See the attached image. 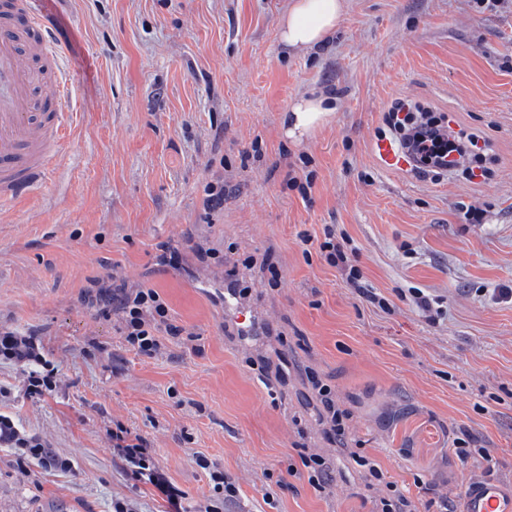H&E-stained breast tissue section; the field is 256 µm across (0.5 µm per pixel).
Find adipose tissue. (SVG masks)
<instances>
[{
	"mask_svg": "<svg viewBox=\"0 0 512 512\" xmlns=\"http://www.w3.org/2000/svg\"><path fill=\"white\" fill-rule=\"evenodd\" d=\"M346 0H291L279 24V39L294 52L315 49L326 44L336 30ZM334 105L328 96L300 97L290 108L288 136L308 133L326 124Z\"/></svg>",
	"mask_w": 512,
	"mask_h": 512,
	"instance_id": "ef3b65f1",
	"label": "adipose tissue"
}]
</instances>
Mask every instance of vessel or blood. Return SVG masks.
Masks as SVG:
<instances>
[{"label":"vessel or blood","mask_w":512,"mask_h":512,"mask_svg":"<svg viewBox=\"0 0 512 512\" xmlns=\"http://www.w3.org/2000/svg\"><path fill=\"white\" fill-rule=\"evenodd\" d=\"M39 0H0V208L14 203L52 172L68 112V79L51 70L65 49L51 40ZM375 155L389 169L412 162L389 139L376 140ZM461 512H512V488L497 482L469 486Z\"/></svg>","instance_id":"obj_1"}]
</instances>
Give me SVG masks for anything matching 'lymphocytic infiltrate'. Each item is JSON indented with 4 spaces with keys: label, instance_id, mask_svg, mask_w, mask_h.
<instances>
[{
    "label": "lymphocytic infiltrate",
    "instance_id": "f902f5d3",
    "mask_svg": "<svg viewBox=\"0 0 512 512\" xmlns=\"http://www.w3.org/2000/svg\"><path fill=\"white\" fill-rule=\"evenodd\" d=\"M381 133L394 138L400 150L413 159V172L418 177L439 180L452 175L467 182L478 179L486 183L496 174V157L484 136L463 127L453 128L446 113L433 111L422 103L394 102L383 116ZM300 241L303 248H317L329 265L345 272L348 284L362 301L387 308V300L366 282L358 265V249L347 235L327 226L322 238L305 231ZM104 309L119 316L126 345L140 355H156L163 348V337L177 338L185 333L184 327L173 323L166 301L151 287L118 289L109 294ZM2 359L27 367L30 390L46 385L49 365L37 353L31 337L0 332ZM312 388L319 402L318 423L333 447L346 449L349 413L337 406L336 393L330 385L316 380ZM0 443L51 468L71 467L68 459L50 453L37 438L3 415H0ZM112 446L134 466L135 477H144L152 469V450L144 437L119 424L112 431Z\"/></svg>",
    "mask_w": 512,
    "mask_h": 512
}]
</instances>
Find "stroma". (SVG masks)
Masks as SVG:
<instances>
[{"instance_id":"obj_1","label":"stroma","mask_w":512,"mask_h":512,"mask_svg":"<svg viewBox=\"0 0 512 512\" xmlns=\"http://www.w3.org/2000/svg\"><path fill=\"white\" fill-rule=\"evenodd\" d=\"M290 0H43L76 82V136L48 181L0 212V330L37 337L53 390L0 360V414L74 467L25 461L0 444V512H166L112 449L121 424L145 437L156 473L204 512L205 455L239 489L223 512H372L347 455L318 493L296 449L330 450L315 421L313 371L352 418L349 446L427 512L459 502L475 474L512 485V0H348L336 32L299 54L279 42ZM333 92L330 121L293 140L281 123L302 94ZM398 99L480 130L498 158L486 184L383 167L371 142ZM309 159V194L288 188ZM224 200L208 205L209 184ZM483 208L467 223L464 209ZM359 249L390 302L359 301L341 271L304 256L324 225ZM254 265H245L247 257ZM155 288L195 344L130 350L97 312L94 279ZM256 326L237 335L224 294ZM440 296L436 322L398 297ZM286 368L266 387L262 362ZM489 451L465 458L458 440ZM284 485H277V478Z\"/></svg>"}]
</instances>
